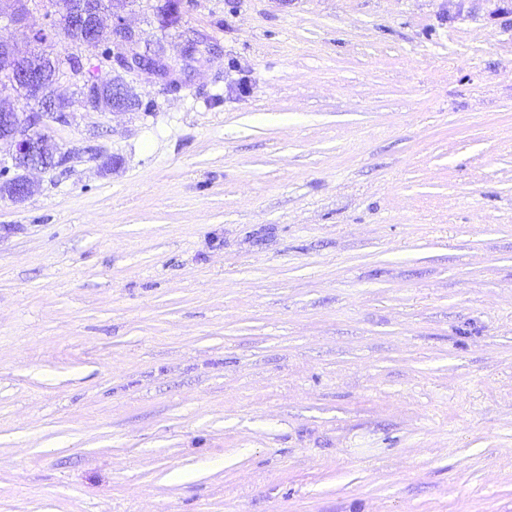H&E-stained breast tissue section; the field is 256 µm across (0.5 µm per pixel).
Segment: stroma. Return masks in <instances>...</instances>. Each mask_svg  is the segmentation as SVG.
<instances>
[{"instance_id":"1","label":"stroma","mask_w":512,"mask_h":512,"mask_svg":"<svg viewBox=\"0 0 512 512\" xmlns=\"http://www.w3.org/2000/svg\"><path fill=\"white\" fill-rule=\"evenodd\" d=\"M192 0L188 85L0 200V512H512V14Z\"/></svg>"}]
</instances>
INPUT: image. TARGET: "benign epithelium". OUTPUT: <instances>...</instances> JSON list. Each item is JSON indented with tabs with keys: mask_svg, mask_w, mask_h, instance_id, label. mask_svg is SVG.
<instances>
[{
	"mask_svg": "<svg viewBox=\"0 0 512 512\" xmlns=\"http://www.w3.org/2000/svg\"><path fill=\"white\" fill-rule=\"evenodd\" d=\"M43 11L45 24L35 26L30 22L33 9ZM109 14L111 26L102 22L103 14ZM125 9H102L87 4V0H0V17L18 27L28 44L53 41L57 20L69 17L77 28L78 45L92 44L110 47L102 58L112 72V104L105 106L81 99L80 105L87 111L125 112L122 100L131 97V90L118 78V74L144 75L158 81L164 89L184 87L188 82L184 62L199 51L195 42L185 41L179 50V60H174L166 41L154 42L157 51L147 58L143 47L147 46L143 32L130 27L124 16ZM47 66L32 62L31 53H20L13 44L0 39V71L8 79L0 83V145L9 146V155L0 158V197L13 202L25 200L33 192L34 183L29 174L33 171H47L63 162L62 153L52 138L44 132V120L50 118L64 122L71 113V102L58 95L46 94L47 86L58 83L63 66L53 64L52 57L45 56ZM21 95L32 105L39 107L46 103L49 112H19L6 102L12 95Z\"/></svg>",
	"mask_w": 512,
	"mask_h": 512,
	"instance_id": "benign-epithelium-1",
	"label": "benign epithelium"
}]
</instances>
